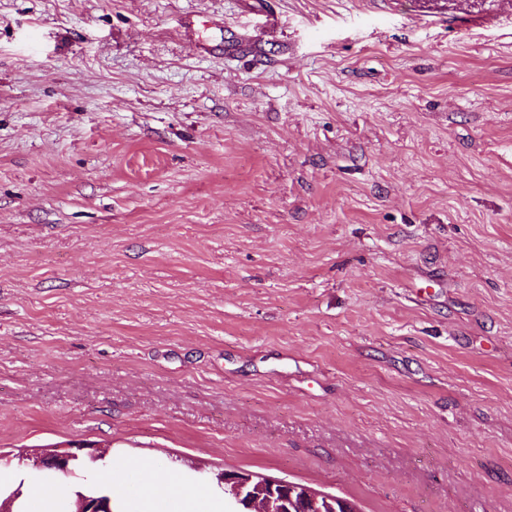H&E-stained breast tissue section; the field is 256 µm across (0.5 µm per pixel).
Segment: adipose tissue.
Masks as SVG:
<instances>
[{
    "label": "adipose tissue",
    "mask_w": 512,
    "mask_h": 512,
    "mask_svg": "<svg viewBox=\"0 0 512 512\" xmlns=\"http://www.w3.org/2000/svg\"><path fill=\"white\" fill-rule=\"evenodd\" d=\"M121 470L141 476L139 496L142 512H156L157 508L172 501L179 502V512H199L200 503L206 497L202 491L186 494L179 474L141 460L125 461Z\"/></svg>",
    "instance_id": "adipose-tissue-1"
}]
</instances>
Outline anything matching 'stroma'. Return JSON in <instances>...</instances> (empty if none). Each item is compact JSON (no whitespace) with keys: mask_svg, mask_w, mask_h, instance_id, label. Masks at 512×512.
<instances>
[{"mask_svg":"<svg viewBox=\"0 0 512 512\" xmlns=\"http://www.w3.org/2000/svg\"><path fill=\"white\" fill-rule=\"evenodd\" d=\"M80 440L512 512V0H0V481Z\"/></svg>","mask_w":512,"mask_h":512,"instance_id":"35a3bbf8","label":"stroma"}]
</instances>
